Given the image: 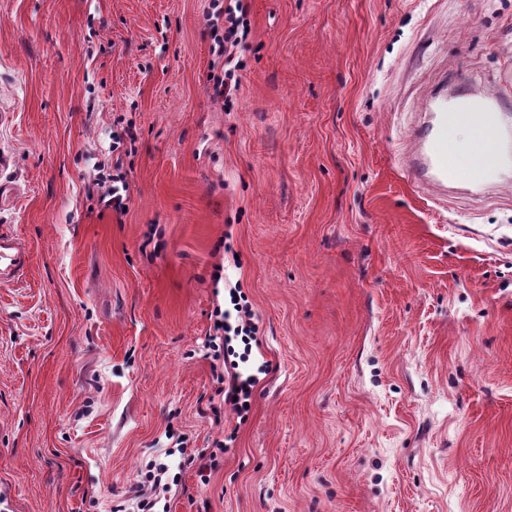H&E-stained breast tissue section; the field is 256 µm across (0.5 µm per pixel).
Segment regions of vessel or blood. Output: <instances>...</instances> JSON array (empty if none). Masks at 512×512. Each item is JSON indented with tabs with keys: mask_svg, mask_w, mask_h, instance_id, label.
I'll return each mask as SVG.
<instances>
[{
	"mask_svg": "<svg viewBox=\"0 0 512 512\" xmlns=\"http://www.w3.org/2000/svg\"><path fill=\"white\" fill-rule=\"evenodd\" d=\"M512 110V100L503 96L476 98L462 93L455 106L439 102L427 120L410 130L413 149L404 166L414 182L446 188L449 182L461 177L463 172H483L485 178L498 175L508 156L503 151L504 141L512 138V130L504 128L501 113ZM476 116L491 131V143H478L471 156L458 160L448 149L449 132L460 118ZM27 267V251L24 244L12 233L0 232V282L15 283L22 279Z\"/></svg>",
	"mask_w": 512,
	"mask_h": 512,
	"instance_id": "obj_1",
	"label": "vessel or blood"
}]
</instances>
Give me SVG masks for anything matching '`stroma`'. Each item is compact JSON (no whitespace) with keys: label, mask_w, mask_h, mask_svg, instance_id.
Here are the masks:
<instances>
[{"label":"stroma","mask_w":512,"mask_h":512,"mask_svg":"<svg viewBox=\"0 0 512 512\" xmlns=\"http://www.w3.org/2000/svg\"><path fill=\"white\" fill-rule=\"evenodd\" d=\"M210 0H0V512H512V166L436 193L426 97L512 62V0H251L230 104ZM132 201L87 183L112 159ZM258 318L251 410L213 414L209 316ZM210 454L209 484L172 448ZM27 267L24 244L12 233L0 232V282L9 284L22 279ZM140 479L128 491L127 499L117 501L110 512H128L127 505H132V512H161L158 510L162 499L171 491L172 485H178V474L172 475L167 464L156 459H149L140 468Z\"/></svg>","instance_id":"stroma-1"}]
</instances>
